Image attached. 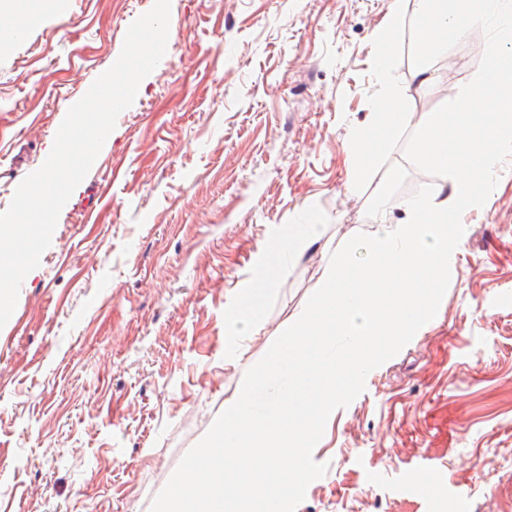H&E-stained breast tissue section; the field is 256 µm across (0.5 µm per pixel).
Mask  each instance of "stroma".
I'll use <instances>...</instances> for the list:
<instances>
[{
	"label": "stroma",
	"mask_w": 512,
	"mask_h": 512,
	"mask_svg": "<svg viewBox=\"0 0 512 512\" xmlns=\"http://www.w3.org/2000/svg\"><path fill=\"white\" fill-rule=\"evenodd\" d=\"M154 0H60L0 56V212L45 161L66 110ZM390 0H171L167 51L60 212L0 328V512H149L244 374L302 313L331 255L371 230L350 182L372 40ZM473 29L418 86L454 98ZM432 322L329 417L327 464L296 512H512V157ZM321 237L271 287L263 327L227 324L304 213Z\"/></svg>",
	"instance_id": "35a3bbf8"
}]
</instances>
